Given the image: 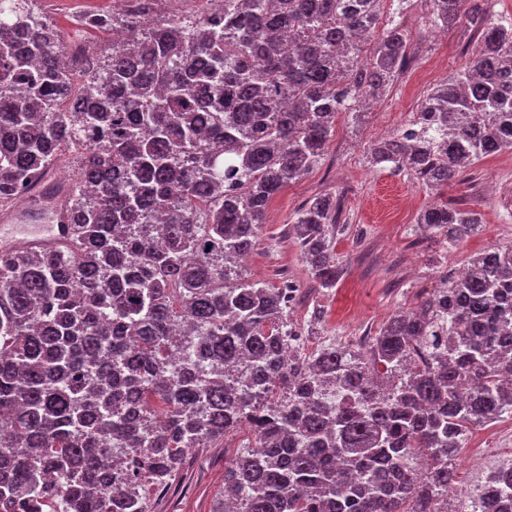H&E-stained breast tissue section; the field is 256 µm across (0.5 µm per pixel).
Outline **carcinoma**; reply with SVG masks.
Masks as SVG:
<instances>
[{
	"label": "carcinoma",
	"mask_w": 512,
	"mask_h": 512,
	"mask_svg": "<svg viewBox=\"0 0 512 512\" xmlns=\"http://www.w3.org/2000/svg\"><path fill=\"white\" fill-rule=\"evenodd\" d=\"M120 2L78 16L112 42L72 47L34 0H0V208L75 157L51 191L68 241L0 254V512H152L141 486L245 426L261 451L224 467L222 512H448L465 435L512 416V245L367 343L311 352L243 266L338 116L406 68L404 28L385 0H212L150 27L158 0ZM431 2L477 46L370 159L439 194L512 150V21ZM479 224L446 203L417 219L450 245ZM338 228L328 194L289 225L322 288Z\"/></svg>",
	"instance_id": "cac0c4a2"
}]
</instances>
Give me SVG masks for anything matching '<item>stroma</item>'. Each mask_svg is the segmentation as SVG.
<instances>
[{"label": "stroma", "instance_id": "obj_1", "mask_svg": "<svg viewBox=\"0 0 512 512\" xmlns=\"http://www.w3.org/2000/svg\"><path fill=\"white\" fill-rule=\"evenodd\" d=\"M117 2L38 0L37 7L61 29L66 42L80 44L91 36L75 25L76 15ZM431 10L430 0H386L385 17L395 18L408 34V67L360 124L338 118L324 161L270 202L261 241L246 259L248 274L269 286H276L285 273L298 281L303 301L292 314L297 324H304L313 305L323 307L315 344L356 341L367 325L381 327L396 312L416 308L439 288L437 270L466 264L473 254L500 243L505 225H512L511 151L477 162L443 190L439 199L449 206L465 205L480 215V230L453 248L416 231L420 211L436 198L407 172L382 170L369 162V147L379 132L406 123L431 86L462 70L471 57L476 36L464 28L446 32L432 25ZM320 194L341 199L346 226L335 244L343 276L330 291L318 288L288 233L293 213ZM246 441V433L240 432L228 442L187 450L168 490L151 493L152 512H219L224 466Z\"/></svg>", "mask_w": 512, "mask_h": 512}]
</instances>
